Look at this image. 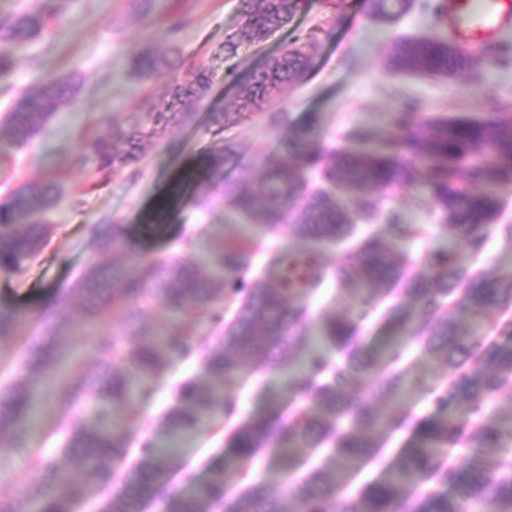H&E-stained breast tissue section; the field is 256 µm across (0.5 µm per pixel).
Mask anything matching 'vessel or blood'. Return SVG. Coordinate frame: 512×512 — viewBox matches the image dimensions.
<instances>
[{"label":"vessel or blood","instance_id":"b4317fda","mask_svg":"<svg viewBox=\"0 0 512 512\" xmlns=\"http://www.w3.org/2000/svg\"><path fill=\"white\" fill-rule=\"evenodd\" d=\"M445 30L462 46L496 41L512 28V0H439Z\"/></svg>","mask_w":512,"mask_h":512}]
</instances>
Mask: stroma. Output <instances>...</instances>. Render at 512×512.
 I'll list each match as a JSON object with an SVG mask.
<instances>
[{
    "label": "stroma",
    "instance_id": "35a3bbf8",
    "mask_svg": "<svg viewBox=\"0 0 512 512\" xmlns=\"http://www.w3.org/2000/svg\"><path fill=\"white\" fill-rule=\"evenodd\" d=\"M176 15L186 19L177 39L182 58L179 75L186 80L196 66L209 68V97L199 106L191 126L167 129L159 145L148 148L137 166L96 173L84 161L85 145L107 133L113 121L144 111L148 94L162 87L166 74L140 78L131 69V58L147 46L167 47V20ZM432 24L431 14L419 10L396 24L374 21L370 0H303L288 26L264 46L241 45L238 71L247 73L266 55L291 45L309 54L310 78L284 89L274 109L290 113L296 121L309 111L321 113L323 139L330 143L354 125L372 128L378 139H385L390 112L408 100L431 112L448 113L485 111V95L490 91L512 101V69L500 70L487 62L479 64L476 80L396 76L382 68V58L395 38ZM240 27L238 0H151L146 11L135 0H76L67 14L53 20L24 49V62L7 79V92H0V117L9 106L10 91H23L41 76L74 75L80 78L81 88L27 146L0 142V199L19 182L47 177L55 179L62 194L61 202L47 215L54 231L42 252L21 277L0 274V305L13 308L23 320L21 337L8 345L14 361L25 360V339L38 333L33 310L73 288L90 264L111 263V254L97 250L91 225H115L138 253L161 258L175 256L171 240L187 228L207 227L208 238L199 241L203 248L238 235L240 219L221 197L200 206L191 171L212 140L210 113L224 110L234 100L235 89L224 79L223 45L225 33ZM311 31L318 35L314 47L302 39ZM229 135L248 161L241 177L251 182L263 170L262 151L274 148L280 132L250 121L234 127ZM383 203L401 206L409 221L426 226L425 236L405 247L414 272H421L426 250L440 244L431 230L434 214L427 207H415L405 190L384 194ZM200 372L197 359L178 360L153 381L151 397L137 406L132 448H139L148 434L158 431L162 413L173 402V386ZM279 380L270 368L245 370L241 382L229 390L237 420L285 410L287 399L273 405L260 393L262 386ZM64 412L58 402L40 403L29 430L30 447L56 453L62 439L58 421ZM228 450L224 432L206 427L185 443L178 462L203 476L209 466L223 461ZM33 478L27 453L0 460V499L20 497Z\"/></svg>",
    "mask_w": 512,
    "mask_h": 512
}]
</instances>
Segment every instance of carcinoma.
<instances>
[{
	"label": "carcinoma",
	"instance_id": "cac0c4a2",
	"mask_svg": "<svg viewBox=\"0 0 512 512\" xmlns=\"http://www.w3.org/2000/svg\"><path fill=\"white\" fill-rule=\"evenodd\" d=\"M240 30L224 36V60L236 57L244 41L259 45L286 26L300 0H238ZM412 0H371V17L396 19ZM70 0H48L0 20V76L22 62L16 49L30 43L50 17L62 16ZM174 46L146 49L133 68L148 79L175 69ZM497 68H512V44L471 49L448 41L444 31L396 40L384 57L395 74L462 78L482 57ZM308 55L287 49L253 68L243 81L230 65L225 79L234 83L233 106L211 113L212 145L195 164L201 191L212 189L235 213L252 223L241 240L210 246L213 272L202 275L198 242L178 241L179 253L167 259L135 255L134 269L91 264L71 294L39 311L41 335L30 340L23 371H12L0 350V456L28 447L27 420L40 398L42 381L68 360L57 335L70 327V296L85 300L86 320L119 316L138 329L135 336L114 333L86 336L96 363L82 370L60 391L69 409L89 412L87 422H63L62 457L77 462L83 478L73 481L61 461L40 449L29 450L35 478L22 497L0 500V512H74L110 478V465L126 461L131 412L150 394V382L176 359L197 356L207 382L192 376L174 387V402L161 420L166 443L149 441L122 477L121 493L104 512H141L168 484L181 441L206 424L231 420L236 406L227 389L247 368H273L284 376L270 397H287L293 406L277 416H256L228 429L231 452L209 469L189 492L172 491L164 512H335L338 489L364 467L376 464L379 477L364 483L343 502L341 512H512V403L487 413L488 399L512 390V341H498L490 330L512 334V320L490 328L487 313H512V268L487 278L467 259L482 253L490 235L512 244V224L498 222L500 189L512 185V103L486 96L490 111L479 114L423 113L414 101L391 113V134L381 151L359 148L371 132L361 126L345 131L339 144L321 141L320 117L311 112L292 125L286 112H273L279 94L306 82ZM212 75L198 67L190 80L176 75L161 87L146 111L123 127L90 141L85 161L99 172L137 163L168 125L189 126L197 105L209 94ZM65 77H44L19 93L0 120V138L26 144L72 97ZM260 119L271 128L290 126L263 175L250 185L239 179L242 158L224 131ZM406 189L426 198L439 221L438 235L451 245L431 250L425 273L408 270L397 242L420 238L424 229L408 223L401 209H382L378 191ZM350 199L353 208L342 205ZM60 201L53 181L24 182L0 201V273L19 276L47 244L52 225L45 213ZM380 220L379 229L362 236L328 269L321 251L352 237L358 222ZM308 240L311 248L267 254L261 273L248 274L264 236L283 225ZM92 234L103 252L130 254L125 237L105 224ZM354 294L352 311L319 319V339L336 351V360L308 352L305 367L297 352L311 340L309 299L328 279ZM166 307L177 330L151 327L145 311ZM455 310L467 328L448 318ZM208 313L210 331L201 332L200 312ZM394 323L401 335L372 348L363 326L370 319ZM20 317L0 306V342L15 339ZM416 339L424 355L448 369V378L430 387L434 413L421 424L404 411L409 393L424 386L406 340ZM371 386L381 406L363 394ZM412 429V445L387 452L390 430ZM288 456L285 497L288 506L261 480H249L244 467L258 451ZM432 485L425 498L402 489Z\"/></svg>",
	"mask_w": 512,
	"mask_h": 512
}]
</instances>
